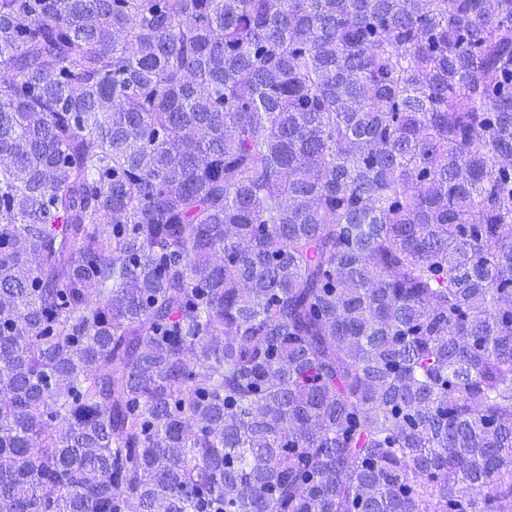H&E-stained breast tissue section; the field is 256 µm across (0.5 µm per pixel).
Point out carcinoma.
<instances>
[{"mask_svg":"<svg viewBox=\"0 0 512 512\" xmlns=\"http://www.w3.org/2000/svg\"><path fill=\"white\" fill-rule=\"evenodd\" d=\"M0 512H512V0H0Z\"/></svg>","mask_w":512,"mask_h":512,"instance_id":"obj_1","label":"carcinoma"}]
</instances>
